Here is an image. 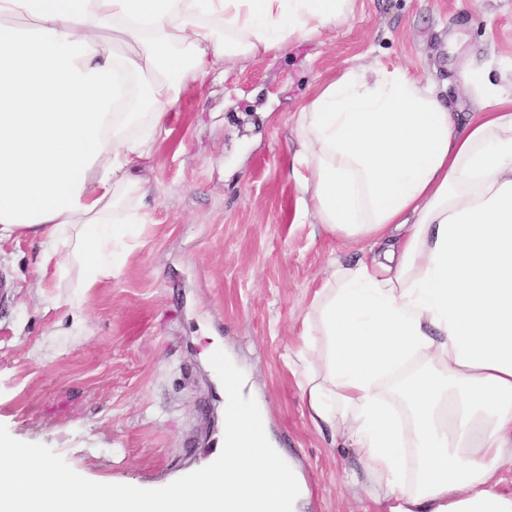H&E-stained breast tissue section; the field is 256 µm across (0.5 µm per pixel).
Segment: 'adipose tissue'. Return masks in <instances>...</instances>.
<instances>
[{"label":"adipose tissue","mask_w":512,"mask_h":512,"mask_svg":"<svg viewBox=\"0 0 512 512\" xmlns=\"http://www.w3.org/2000/svg\"><path fill=\"white\" fill-rule=\"evenodd\" d=\"M355 0H0V240H41L71 332L148 222L142 176L183 90L347 19ZM466 123L405 71L348 69L294 114L315 223L377 247L303 321L311 422L387 512H512V74L467 62Z\"/></svg>","instance_id":"obj_1"}]
</instances>
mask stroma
Listing matches in <instances>:
<instances>
[{"label":"stroma","instance_id":"1","mask_svg":"<svg viewBox=\"0 0 512 512\" xmlns=\"http://www.w3.org/2000/svg\"><path fill=\"white\" fill-rule=\"evenodd\" d=\"M469 58L512 60V0H356L318 37L190 89L149 172L152 223L69 331L54 265L25 238L0 243V425L99 483L161 488L208 464L224 435L223 350L248 379L271 438L300 463L306 512H363L346 476L359 452L310 423L298 386L302 320L332 261L359 247L301 216L289 176L291 115L348 68L403 69L452 98Z\"/></svg>","mask_w":512,"mask_h":512}]
</instances>
